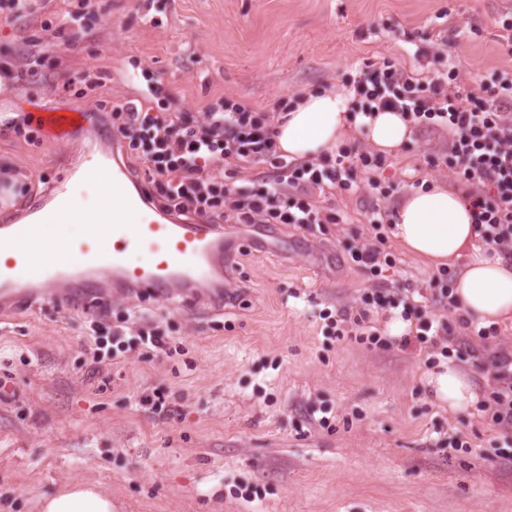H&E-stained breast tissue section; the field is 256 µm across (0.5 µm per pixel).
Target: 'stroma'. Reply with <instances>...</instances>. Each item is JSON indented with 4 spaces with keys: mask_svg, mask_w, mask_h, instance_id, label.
Wrapping results in <instances>:
<instances>
[{
    "mask_svg": "<svg viewBox=\"0 0 512 512\" xmlns=\"http://www.w3.org/2000/svg\"><path fill=\"white\" fill-rule=\"evenodd\" d=\"M79 2L31 0L30 15L0 18L9 112L96 113L103 100L139 99L123 70L161 79L170 111L200 121L216 99L269 113L281 100L341 89L384 59L434 78L456 54L465 88L512 69L502 39L512 0H94L65 38L42 30ZM89 68L108 81L81 97L73 81ZM91 147L86 133L36 146L0 135V197L27 186L45 194ZM447 151L446 132L411 128L375 173L385 197L320 195L346 218L325 238L294 225H225L224 289L245 288L242 301L216 306L212 288L165 298L109 291L116 312L166 318L172 357L134 349L94 367L82 354L93 311L84 300L0 319V512H39L41 497L72 481L98 486L114 512H512V446L485 412L451 414L429 396L424 378L440 349L339 340L321 318L361 309L376 289L408 288L451 320L432 298L438 269L406 254L389 225L424 180L456 185L431 164ZM375 210L396 258L377 276L347 252L373 241ZM455 336L462 368L490 403L489 361L512 354V322L487 339ZM152 392L170 415L139 407Z\"/></svg>",
    "mask_w": 512,
    "mask_h": 512,
    "instance_id": "1",
    "label": "stroma"
}]
</instances>
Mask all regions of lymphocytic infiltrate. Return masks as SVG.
Masks as SVG:
<instances>
[{
	"label": "lymphocytic infiltrate",
	"mask_w": 512,
	"mask_h": 512,
	"mask_svg": "<svg viewBox=\"0 0 512 512\" xmlns=\"http://www.w3.org/2000/svg\"><path fill=\"white\" fill-rule=\"evenodd\" d=\"M456 70L442 79H423L394 68L390 61L368 63L366 72L346 80L354 115L367 116L395 110L417 126L439 127L448 135L445 166L463 182V195L472 210L477 235L489 249L512 251V70L492 72L478 87H452ZM141 103L111 104L100 115L121 143L135 170L147 178L152 196L162 211L182 220L202 219L215 224H294L312 233L341 221L339 212L319 206L315 195L328 190L356 192L358 172L369 175L370 193H383L372 170L382 165L380 155L340 148L332 157L300 161L280 154L270 117L226 99L208 105L206 120L198 124L187 114L169 111L161 81L148 80ZM266 164L261 177L237 194L225 188L224 175L246 164ZM384 219L373 212L374 241L350 245L348 254L371 273L392 266L380 232ZM356 317L323 313L325 331L336 337L379 342L376 313L400 310L411 328L402 345L434 348L439 335H451L447 322L436 318L413 294L381 288L363 300ZM96 324L86 358L103 363L125 353L126 333H135L140 345L168 353L163 318L114 315L110 304H96ZM494 404L491 420L501 430H512V359L501 357L493 365Z\"/></svg>",
	"instance_id": "obj_1"
}]
</instances>
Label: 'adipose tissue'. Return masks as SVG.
Here are the masks:
<instances>
[{
	"label": "adipose tissue",
	"mask_w": 512,
	"mask_h": 512,
	"mask_svg": "<svg viewBox=\"0 0 512 512\" xmlns=\"http://www.w3.org/2000/svg\"><path fill=\"white\" fill-rule=\"evenodd\" d=\"M350 108L351 97L345 92L304 96L275 128L278 149L299 160L332 151L349 124ZM364 124L367 139L379 150H396L408 139L409 124L400 113L383 110ZM393 235L407 254L433 266L463 261L454 295L472 326L512 321V263L488 254L479 243L471 213L457 189L437 182L412 191L398 208ZM425 385L436 404L455 414L474 409L481 400L470 374L452 360H443L427 374ZM40 508L41 512H112V499L93 485L73 482L42 499Z\"/></svg>",
	"instance_id": "ef3b65f1"
}]
</instances>
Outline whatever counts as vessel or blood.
Returning <instances> with one entry per match:
<instances>
[{"label": "vessel or blood", "mask_w": 512, "mask_h": 512, "mask_svg": "<svg viewBox=\"0 0 512 512\" xmlns=\"http://www.w3.org/2000/svg\"><path fill=\"white\" fill-rule=\"evenodd\" d=\"M51 138H64L75 129H90L86 113L74 110L42 114ZM90 170L107 172L114 224L110 235L97 225L84 227L76 251L46 255L43 243L53 238L57 218L68 214L72 183ZM144 253L131 263L132 253ZM224 227L203 220L181 221L153 205L146 185L132 178L116 153L99 149L59 180L54 194L25 209L0 208V316L13 313L37 296L73 288L98 296V273L111 272L113 287L166 296L172 289L191 291L220 282L224 273Z\"/></svg>", "instance_id": "obj_1"}]
</instances>
